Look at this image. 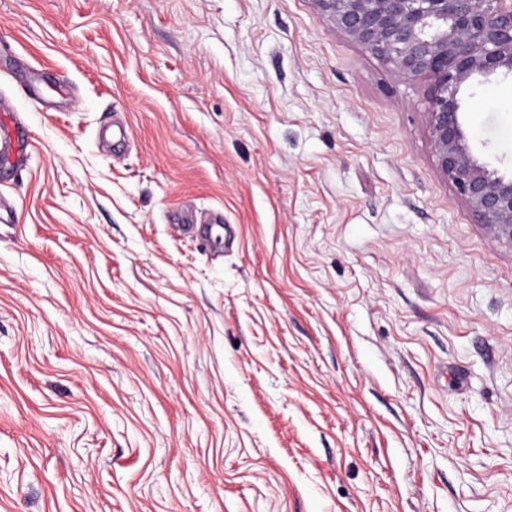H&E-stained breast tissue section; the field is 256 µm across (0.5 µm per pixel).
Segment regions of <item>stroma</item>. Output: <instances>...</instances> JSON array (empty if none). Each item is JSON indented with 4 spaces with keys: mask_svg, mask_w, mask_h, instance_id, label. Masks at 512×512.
Masks as SVG:
<instances>
[{
    "mask_svg": "<svg viewBox=\"0 0 512 512\" xmlns=\"http://www.w3.org/2000/svg\"><path fill=\"white\" fill-rule=\"evenodd\" d=\"M0 41V512H512V245L421 84L312 0H0ZM463 95L512 174V77Z\"/></svg>",
    "mask_w": 512,
    "mask_h": 512,
    "instance_id": "35a3bbf8",
    "label": "stroma"
}]
</instances>
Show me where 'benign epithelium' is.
Listing matches in <instances>:
<instances>
[{
	"label": "benign epithelium",
	"mask_w": 512,
	"mask_h": 512,
	"mask_svg": "<svg viewBox=\"0 0 512 512\" xmlns=\"http://www.w3.org/2000/svg\"><path fill=\"white\" fill-rule=\"evenodd\" d=\"M336 31L421 80L437 167L478 223L512 244V176L475 155L462 122L463 86L512 76V0H312Z\"/></svg>",
	"instance_id": "obj_1"
}]
</instances>
